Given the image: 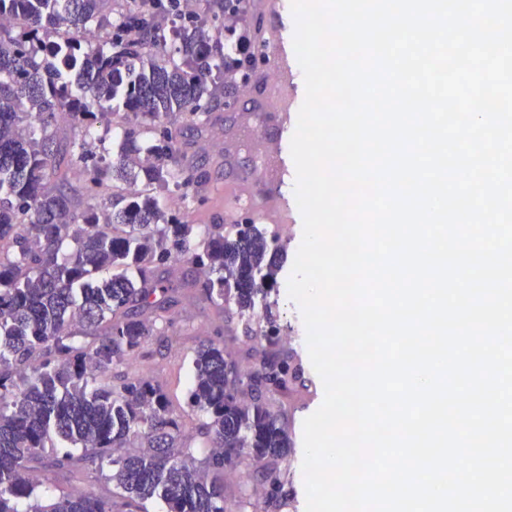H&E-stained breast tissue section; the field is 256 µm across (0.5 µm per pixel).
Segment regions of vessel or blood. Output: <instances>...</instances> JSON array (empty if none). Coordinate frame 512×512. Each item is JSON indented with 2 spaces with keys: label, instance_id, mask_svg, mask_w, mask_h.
Listing matches in <instances>:
<instances>
[{
  "label": "vessel or blood",
  "instance_id": "obj_1",
  "mask_svg": "<svg viewBox=\"0 0 512 512\" xmlns=\"http://www.w3.org/2000/svg\"><path fill=\"white\" fill-rule=\"evenodd\" d=\"M265 36L261 48L265 69L257 81L262 93L246 116L249 127L266 129L274 126V134H264L258 163L246 173L224 171V209L226 212L259 215L265 223L282 225L293 221V208L284 192L292 180L295 166L290 141L295 131L293 114L298 95L294 81L295 52L293 33L280 21L281 0H264Z\"/></svg>",
  "mask_w": 512,
  "mask_h": 512
}]
</instances>
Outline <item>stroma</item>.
I'll use <instances>...</instances> for the list:
<instances>
[{"mask_svg":"<svg viewBox=\"0 0 512 512\" xmlns=\"http://www.w3.org/2000/svg\"><path fill=\"white\" fill-rule=\"evenodd\" d=\"M250 81V72L246 69L226 74L224 98L215 110L201 119L182 115L173 120L185 160L203 176V201L188 211L192 223L220 224L224 221V197L212 192L211 187L224 179L225 154H232L239 170L247 171L253 166L258 151L257 142L240 139L231 123L232 107L252 100ZM263 230L279 235L276 255L279 270L276 288L266 298L257 300L255 310L262 314L273 313L281 329L292 331L296 336L297 342L293 345L287 339H280V349L292 346L300 356H307L306 329L300 308L289 298L287 291V282L302 240L303 222L298 219L278 229L267 224ZM172 314L175 328L180 334L179 340L171 343L166 337L151 336L146 345V357L137 359L133 369L143 377L162 384L172 417L178 421L185 434L192 435L200 424V417L188 407L187 394L191 362L199 344L209 340L223 344L225 351L243 364L254 342L252 333L259 330L260 325L253 322L250 315L240 314L237 309H218L198 291L184 293ZM323 397V392L319 391L312 398L299 401L290 416L294 430V448L290 457L293 494L289 506L282 508L281 512H306L302 473L303 421L319 408ZM73 485L99 495L108 494L110 490L109 483L94 464L85 465L78 477L71 481L51 469L44 473L43 491L48 496H60Z\"/></svg>","mask_w":512,"mask_h":512,"instance_id":"stroma-1","label":"stroma"}]
</instances>
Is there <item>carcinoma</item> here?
Here are the masks:
<instances>
[{"mask_svg":"<svg viewBox=\"0 0 512 512\" xmlns=\"http://www.w3.org/2000/svg\"><path fill=\"white\" fill-rule=\"evenodd\" d=\"M112 0H0V512H114L113 501L73 488L41 500L40 473L108 461L126 512L158 498L167 512H227L209 470L246 464L266 512L285 496L280 463L291 454L282 407L313 391L296 351L276 347L277 325L254 337L243 370L224 346L195 351L188 407L206 415L198 460L170 416L160 385L126 370L168 316L182 288L243 314L277 283L267 236L253 224H191L153 193L174 187L193 206L202 176L183 168L168 121L201 116L224 98V74L245 62L235 43L179 0H146L112 22ZM171 21L170 37L157 18ZM108 32L91 39V23ZM119 112L118 151L106 143ZM69 115L73 137L48 133ZM45 134L37 139L32 128ZM81 170L74 189L70 176ZM114 183L130 191L106 207ZM95 340L85 345L81 335ZM72 450L54 456L48 441ZM143 445L131 451V443Z\"/></svg>","mask_w":512,"mask_h":512,"instance_id":"1","label":"carcinoma"}]
</instances>
